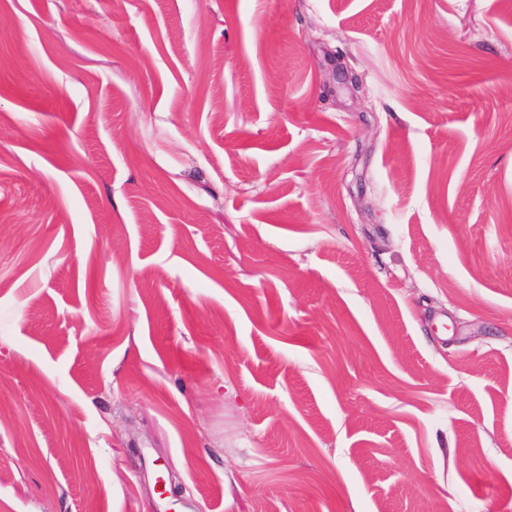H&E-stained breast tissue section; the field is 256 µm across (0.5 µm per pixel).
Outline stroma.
I'll list each match as a JSON object with an SVG mask.
<instances>
[{
	"mask_svg": "<svg viewBox=\"0 0 512 512\" xmlns=\"http://www.w3.org/2000/svg\"><path fill=\"white\" fill-rule=\"evenodd\" d=\"M144 451L512 512V0H0V512H157Z\"/></svg>",
	"mask_w": 512,
	"mask_h": 512,
	"instance_id": "stroma-1",
	"label": "stroma"
}]
</instances>
